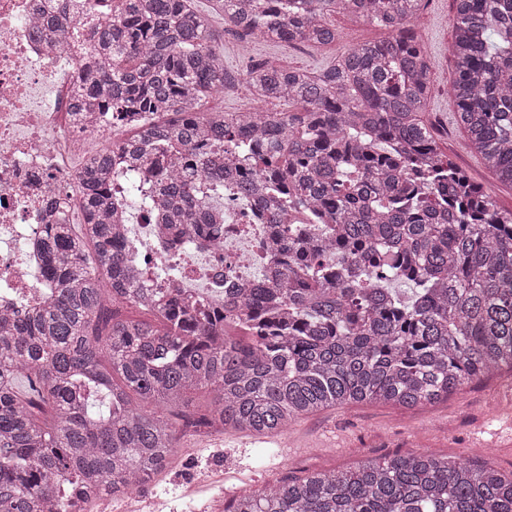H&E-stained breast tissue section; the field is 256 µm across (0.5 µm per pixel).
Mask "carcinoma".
Returning a JSON list of instances; mask_svg holds the SVG:
<instances>
[{
  "label": "carcinoma",
  "instance_id": "cac0c4a2",
  "mask_svg": "<svg viewBox=\"0 0 512 512\" xmlns=\"http://www.w3.org/2000/svg\"><path fill=\"white\" fill-rule=\"evenodd\" d=\"M119 2L86 94L127 115L122 126L144 114L156 137L134 134L84 165L88 223L44 225L56 294L27 317L0 316V512H67L75 493L90 504L149 482L177 435L142 403L187 408L204 388L199 423L277 436L336 405L414 409L512 370V211L440 151L424 118L432 66L415 25L424 0H213L206 11L193 0ZM454 2L457 122L512 187V0ZM338 12L391 36L317 71L246 72L260 102L302 110L201 111L231 79L212 15L241 37L321 46L336 41ZM40 34L60 47L67 38L52 25ZM126 151L163 172L127 197L152 203L178 237L213 230L224 173H235L246 204L253 183L265 185L283 244L274 277L221 311L163 288L144 297L126 277L104 181ZM308 216L325 239L302 236ZM109 302L157 322L106 321ZM225 512H512V478L477 462L395 455L239 495Z\"/></svg>",
  "mask_w": 512,
  "mask_h": 512
}]
</instances>
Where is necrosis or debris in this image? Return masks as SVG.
Here are the masks:
<instances>
[{
  "label": "necrosis or debris",
  "instance_id": "obj_1",
  "mask_svg": "<svg viewBox=\"0 0 512 512\" xmlns=\"http://www.w3.org/2000/svg\"><path fill=\"white\" fill-rule=\"evenodd\" d=\"M112 0H0V310L18 312L48 299L42 228L73 218L79 203L76 176L95 135L121 140L98 105L77 98L82 70ZM68 25L64 47L36 34L39 24ZM270 203L256 188L250 206L224 196L223 249L210 239H189L176 258L180 286L191 297L224 302L254 285L253 268L263 266L273 240L265 236ZM125 253L127 273L140 278L150 262L170 250L164 222L140 225Z\"/></svg>",
  "mask_w": 512,
  "mask_h": 512
}]
</instances>
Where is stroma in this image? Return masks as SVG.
I'll return each mask as SVG.
<instances>
[{
  "label": "stroma",
  "instance_id": "1",
  "mask_svg": "<svg viewBox=\"0 0 512 512\" xmlns=\"http://www.w3.org/2000/svg\"><path fill=\"white\" fill-rule=\"evenodd\" d=\"M454 0H427L417 28L432 58L428 120L442 150L473 180L494 185L499 205L512 210V187L495 184L481 157L457 125L449 97L454 77L451 45ZM338 37L319 48L284 42L244 44L225 29L224 65L244 73L255 64L317 69L347 48L387 37V30L343 13L331 18ZM512 419V371L469 383L448 399L412 410L382 403L347 404L301 418L284 436L265 437L196 425L193 416L170 414L179 450L140 491L147 512H224L242 485L258 493L267 485L312 470L348 469L394 454L426 452L458 462H479L512 474V446L500 428Z\"/></svg>",
  "mask_w": 512,
  "mask_h": 512
}]
</instances>
